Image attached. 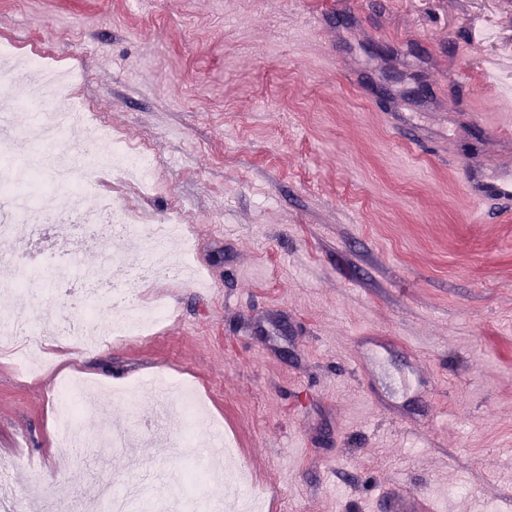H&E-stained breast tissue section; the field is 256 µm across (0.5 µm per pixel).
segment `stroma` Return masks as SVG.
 Instances as JSON below:
<instances>
[{"instance_id":"stroma-1","label":"stroma","mask_w":512,"mask_h":512,"mask_svg":"<svg viewBox=\"0 0 512 512\" xmlns=\"http://www.w3.org/2000/svg\"><path fill=\"white\" fill-rule=\"evenodd\" d=\"M1 42L78 66L66 98L159 165L148 192L108 169L73 196L32 185L41 211L177 210L193 250L136 239L129 288L172 310L151 337L88 350L67 319L40 318L76 287L12 308L37 318L26 351L52 364L26 376L0 355V512H85L88 486L112 479L166 512L225 507L216 479L175 503L182 415L137 462L113 452L108 419L148 433L160 377L195 386L273 512H382L391 490L512 512V215L464 186L469 165L512 166L472 120L512 94V0H0ZM74 232L55 222L0 254L58 262ZM159 250L191 256L206 288L140 282ZM73 372L140 394L64 422ZM74 428L98 437L79 456L60 446Z\"/></svg>"}]
</instances>
